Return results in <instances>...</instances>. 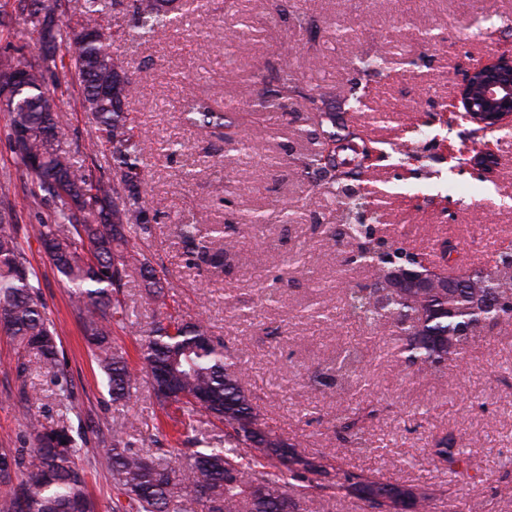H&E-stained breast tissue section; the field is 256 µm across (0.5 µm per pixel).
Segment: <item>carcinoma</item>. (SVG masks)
I'll return each mask as SVG.
<instances>
[{"mask_svg": "<svg viewBox=\"0 0 512 512\" xmlns=\"http://www.w3.org/2000/svg\"><path fill=\"white\" fill-rule=\"evenodd\" d=\"M174 0H84L82 20L74 27L56 24L45 29L40 39L52 43L53 53L36 61L26 56L10 59L7 69L27 75L28 87L8 106L10 129L26 131L23 146L15 149L20 163L31 176L36 198L54 206V223L33 224L31 228L56 271L71 288L73 303L92 350L104 373V386L112 401L128 403L141 372L112 351L115 325L130 322L126 302L121 298L122 280L136 268L147 281L145 300L165 304L164 288L158 285L154 269L142 253H126L128 235L149 236L151 221L140 205L146 166L142 133L127 105L139 93V84L126 78L119 60L118 39L102 25L108 7L124 6L132 30L146 35L157 28L180 21L174 14ZM62 0H16V8L36 18L42 12H61ZM397 45L379 47L357 58L363 74L376 76L385 69ZM70 56L71 83L78 87L81 106L92 114L110 146V166L115 177L94 176L47 136V124L58 123L57 105L45 87L56 52ZM281 65L276 80L286 91L295 82L288 67L290 48L281 49ZM310 119L319 132L322 150L301 160L302 172L320 189L336 197L340 184L360 179L359 167L343 168L336 153L347 148L349 138L336 132V112L314 95L308 98ZM182 112L191 125L211 129L234 122L235 114L218 112L206 99L198 97L187 84ZM208 235L224 239L225 229ZM177 234L193 255L200 271L221 269L224 253L210 248L212 241L202 235L201 224L181 217ZM327 235L340 243L353 239L357 230L351 223L330 227ZM446 268L441 273L458 277L461 267L451 258L448 242L439 245ZM388 260L372 256L357 259L371 268V280L349 291L345 307L349 316L374 326L387 319L397 329L399 354L425 373L442 372L450 362L461 361L475 340L479 328L512 325V306L490 308L464 293H448L431 288L399 292L377 306L375 295L382 286L385 270L403 265L417 268L415 255L392 245ZM512 271V252L499 255L490 269H474L472 274L495 291L502 286L500 273ZM0 329L11 336L18 349L35 352L39 363L55 378L59 403L66 414L54 427L40 419V397L21 392L32 447L0 456V481L20 479L19 489L0 499V512H94L86 492L83 470L76 458L81 449L72 434L67 413L72 411L68 380L57 346L56 332L46 316L38 273L29 261L18 236L11 212L0 201ZM146 377L153 396L162 407L176 405L184 430L197 431V417L206 416L224 424V447L214 448L203 437L193 436L198 448L185 463L176 467L164 453L132 448L126 432L111 431L112 468L115 485L128 497L127 505L116 512H190V506L204 501L218 507L209 512H280L282 495L290 481L304 490L312 488L310 476L324 472L325 454L314 456L261 426L244 382L240 359L229 355L210 336L202 320L184 322L169 318L149 332L141 346ZM364 356L357 348H347L329 371L338 377L357 375ZM204 393L205 403L195 400ZM470 443L453 438L439 439L434 456L448 462V470L459 475L468 470ZM336 489L353 493L367 506L388 496L415 512H430V496L408 485L393 484L363 470L343 473Z\"/></svg>", "mask_w": 512, "mask_h": 512, "instance_id": "1", "label": "carcinoma"}]
</instances>
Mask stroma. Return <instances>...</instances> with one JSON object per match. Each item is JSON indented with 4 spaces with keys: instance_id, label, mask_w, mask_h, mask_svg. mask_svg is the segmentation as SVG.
Returning <instances> with one entry per match:
<instances>
[{
    "instance_id": "35a3bbf8",
    "label": "stroma",
    "mask_w": 512,
    "mask_h": 512,
    "mask_svg": "<svg viewBox=\"0 0 512 512\" xmlns=\"http://www.w3.org/2000/svg\"><path fill=\"white\" fill-rule=\"evenodd\" d=\"M464 14L481 21L466 34L458 29ZM129 25L119 8L104 19L108 31L122 34L118 53L140 85L128 110L143 132L141 203L153 230L148 238L131 239L129 247L148 255L169 290L165 306L146 304L145 282L139 271L130 272L123 293L135 326L113 329V348L139 368L143 339L167 314L203 319L229 353L242 356L259 422L299 442L306 453L331 456L320 483L364 468L387 481L425 488L433 512H466L474 501L487 512H512V327L482 333L465 360L450 363L446 372L423 374L407 366L396 356L390 324L371 334L347 316L346 291L366 284L368 273L337 259V252L351 247L336 245L326 229L340 224L341 211L300 170L301 159L320 147L308 114L309 95L319 94L335 108L339 124L379 155L362 186L379 206L381 234L427 255L447 240L467 268L493 265L512 241V126L487 134L498 163L484 173L458 162L459 151L470 145L469 127L447 123L442 111L470 65L512 52V0H200L182 24L147 39L129 37ZM413 29L432 30L436 39L406 41L405 64H389L381 75L357 71V56ZM236 32L246 49L229 60L224 36ZM284 43L294 49L290 62L297 77L286 94L277 92L274 79ZM39 52L31 18L17 10L15 0H0V61L34 59ZM67 69V62H59L46 79L58 106L60 144L95 175H111L108 145L92 156L85 152L100 134L93 116L81 109ZM259 74L266 78L264 95L255 83ZM187 78L200 97L238 107V123L220 136L186 123L181 104ZM367 87L374 93L369 107L344 111V101ZM228 138L248 140L250 154L225 155ZM166 140L185 148L161 153ZM1 182L8 185L6 202L38 271L79 411L101 429L126 427L132 447L158 449L181 463L183 438L148 387L124 406L112 402L102 383L69 292L31 230L52 223L54 213L33 195L2 101ZM179 214L240 225L239 243L224 247L223 272L192 267L173 224ZM254 214L264 215V223H249ZM317 307L331 310L333 321L308 319ZM350 345L366 355L360 378L318 383L316 374ZM17 359L12 337L0 332V454L31 445L21 390L40 395L45 425H55L59 415L51 374L34 363L19 379ZM355 412L362 415L360 446L336 436L337 425ZM449 433L460 441L481 439L469 451L467 476L451 475L433 454L436 439ZM81 457L95 512H113L117 491L106 447L88 436Z\"/></svg>"
}]
</instances>
